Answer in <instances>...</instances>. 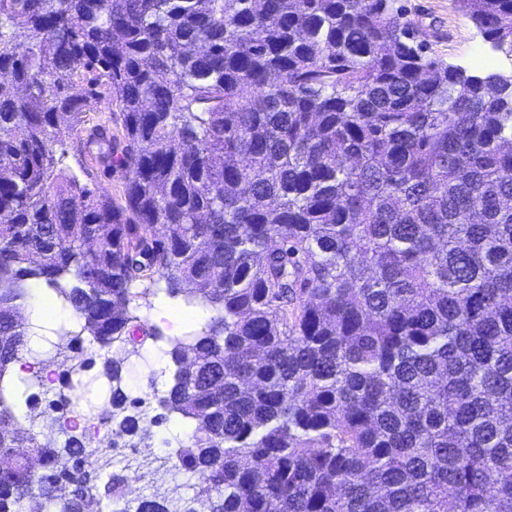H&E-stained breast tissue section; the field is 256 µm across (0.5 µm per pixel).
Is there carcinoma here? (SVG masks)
<instances>
[{"mask_svg": "<svg viewBox=\"0 0 512 512\" xmlns=\"http://www.w3.org/2000/svg\"><path fill=\"white\" fill-rule=\"evenodd\" d=\"M457 2L512 44V0ZM0 75V377L25 281L108 344L160 339L128 310L157 275L211 312L159 399L208 512H512V76L430 56L395 0H0ZM101 93L121 206L57 154ZM15 420L0 512L122 499Z\"/></svg>", "mask_w": 512, "mask_h": 512, "instance_id": "obj_1", "label": "carcinoma"}]
</instances>
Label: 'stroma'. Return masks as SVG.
I'll return each instance as SVG.
<instances>
[{"instance_id": "1", "label": "stroma", "mask_w": 512, "mask_h": 512, "mask_svg": "<svg viewBox=\"0 0 512 512\" xmlns=\"http://www.w3.org/2000/svg\"><path fill=\"white\" fill-rule=\"evenodd\" d=\"M408 19L415 21L432 53L445 62L476 73L512 75V49L498 48L488 42L472 20L458 7L457 0H399ZM96 146L87 142L85 127L77 128L65 146L63 163L72 171L92 169L87 182L96 192L108 195L113 202L124 204L127 177L124 171L96 162ZM166 340L147 339L130 345L117 342L104 348L86 339L82 353L75 359L71 379H59L50 391L31 387L27 376L13 380L15 412L22 413L28 403L47 406L49 401L65 396L69 404L87 415H95L112 406V390L104 374L106 360L120 361L122 390L128 404L117 411V418L134 414L133 403L143 400V415L160 414L159 397L173 383L175 365L168 354Z\"/></svg>"}]
</instances>
